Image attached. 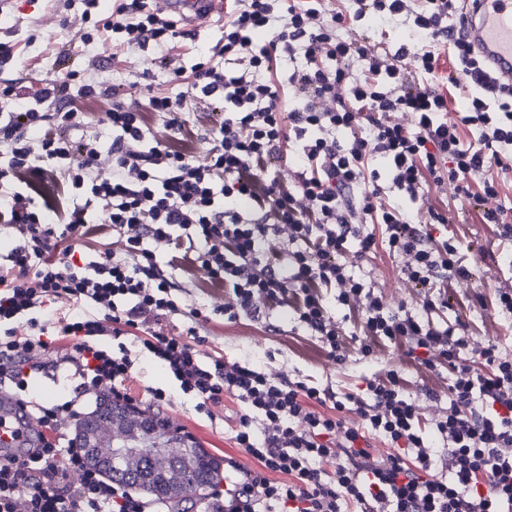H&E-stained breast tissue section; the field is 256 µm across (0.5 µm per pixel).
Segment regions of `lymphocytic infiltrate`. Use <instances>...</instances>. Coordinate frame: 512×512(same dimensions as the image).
<instances>
[{"label":"lymphocytic infiltrate","mask_w":512,"mask_h":512,"mask_svg":"<svg viewBox=\"0 0 512 512\" xmlns=\"http://www.w3.org/2000/svg\"><path fill=\"white\" fill-rule=\"evenodd\" d=\"M352 2L232 0L223 41L198 53L177 96L125 106L123 85L100 81L92 59L41 90L53 111L0 112V226L14 236L0 259V395L37 424L22 454L0 457V512H166L90 467L61 424L87 396L133 403V346L159 360L197 409L227 397L240 406L230 435L255 465L225 458L224 485L199 512H512V350L492 335L461 363L470 323L460 314L431 322L473 265L455 240L435 235L448 218L424 201L427 187L452 185L461 206L512 242L501 198L512 173V87L467 42L463 0ZM98 5L53 0L61 21L80 13L82 43L148 48L160 67L170 44L191 37L149 0H116L105 18ZM371 13L405 17L409 43L370 48L358 24ZM442 42L454 63L444 79ZM408 57L424 81L409 77ZM349 60L361 61L362 79L350 80ZM238 61L243 71L229 73ZM286 61L283 90L275 77ZM451 89L464 101L454 113ZM104 97L106 147L85 132ZM465 128L476 144L464 145ZM205 136L212 146L202 158ZM286 152L298 160L294 176L270 175ZM384 178L415 214L376 206ZM94 199L106 202L107 220L87 209ZM80 240L112 247L91 260ZM380 248L417 288L414 309H389L351 272L347 254ZM199 270L206 288L225 291L227 320L284 311L336 362L395 352L401 363L337 392L244 358L202 360L209 318L174 296L175 273ZM174 316L176 334L163 327ZM63 367L81 379L76 398L27 399L34 376ZM418 390L446 395L448 407L426 412ZM351 409L359 422L346 418Z\"/></svg>","instance_id":"f902f5d3"}]
</instances>
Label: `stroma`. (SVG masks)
<instances>
[{
    "mask_svg": "<svg viewBox=\"0 0 512 512\" xmlns=\"http://www.w3.org/2000/svg\"><path fill=\"white\" fill-rule=\"evenodd\" d=\"M82 26L80 17L74 16L68 28H60L49 0H13L11 7L0 13V40L12 41L15 46L13 61L0 64V84L19 83L27 103L36 104L45 82L63 76L65 66L59 56L63 50L85 61L99 57L102 64L99 76L107 82H122L144 69H152L150 52L138 49L109 52L94 44H82L78 38ZM223 31V18L216 15L206 25L196 28L194 40L176 42L169 51L168 69L152 70L149 87L128 89L127 103H143L151 92L173 95L184 90L185 81L173 80V70L190 71L197 47L214 45ZM448 219L445 234L455 236L462 252L474 263L473 279L460 283L454 296L466 303V316L477 325L484 314L477 301L478 295L488 294L495 285L512 284V245L501 242L496 226L483 223L476 211L460 212L452 207L448 210ZM354 270L372 282L390 308L412 304L413 292L402 279L400 264L385 250L360 259ZM178 283L177 296L181 303L202 308L210 316V334L199 347L202 356L216 352L230 358L245 356L275 374L288 375L297 367L311 375L313 381L339 388L357 383L361 376L372 374L382 366L378 360L352 359L340 365L319 356L314 338L293 328L284 312L274 316L268 326L245 318L225 321L223 294L202 292L183 276ZM129 385L136 393L146 387L165 390L169 403L162 410L163 416L198 440L214 457L229 456L243 467H253V460L234 447L224 430L225 413L237 409L233 400H225L223 407L215 409L213 414L198 412L194 400L181 392L174 379L158 363L144 356L136 360Z\"/></svg>",
    "mask_w": 512,
    "mask_h": 512,
    "instance_id": "stroma-1",
    "label": "stroma"
}]
</instances>
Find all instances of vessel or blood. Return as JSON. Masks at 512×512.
<instances>
[{"mask_svg":"<svg viewBox=\"0 0 512 512\" xmlns=\"http://www.w3.org/2000/svg\"><path fill=\"white\" fill-rule=\"evenodd\" d=\"M160 9L188 28L211 14L214 0H157ZM463 26L473 49L497 82L512 87V0H466Z\"/></svg>","mask_w":512,"mask_h":512,"instance_id":"b4317fda","label":"vessel or blood"}]
</instances>
